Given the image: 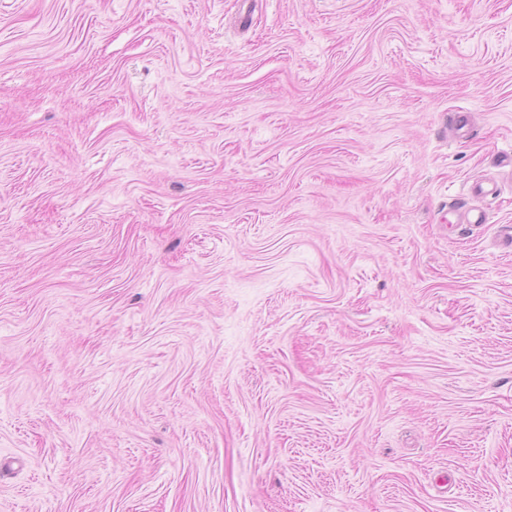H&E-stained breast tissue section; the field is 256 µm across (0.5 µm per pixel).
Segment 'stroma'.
Listing matches in <instances>:
<instances>
[{"label": "stroma", "instance_id": "1", "mask_svg": "<svg viewBox=\"0 0 512 512\" xmlns=\"http://www.w3.org/2000/svg\"><path fill=\"white\" fill-rule=\"evenodd\" d=\"M510 226L512 0H0V512H512Z\"/></svg>", "mask_w": 512, "mask_h": 512}]
</instances>
